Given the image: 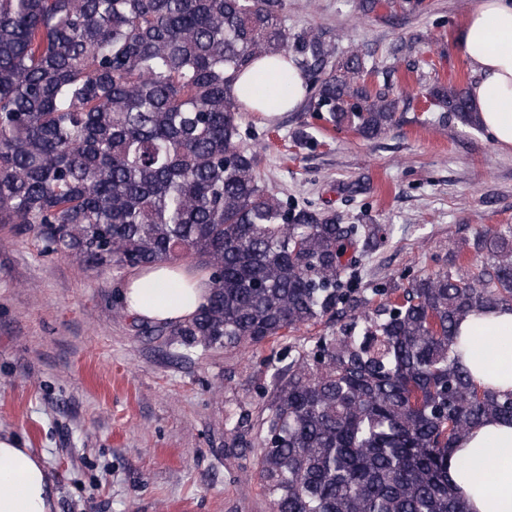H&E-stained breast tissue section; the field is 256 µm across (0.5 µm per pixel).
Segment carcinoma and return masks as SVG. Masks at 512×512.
<instances>
[{
    "mask_svg": "<svg viewBox=\"0 0 512 512\" xmlns=\"http://www.w3.org/2000/svg\"><path fill=\"white\" fill-rule=\"evenodd\" d=\"M285 0H0V224L103 270L190 259L212 291L164 323L188 348L279 343L336 329L271 365L259 474L272 512H467L448 449L512 393L453 355L474 309H512V227L474 238L481 263L414 280L375 307L345 287L378 228L269 194L243 145L235 85L266 59L307 79L308 109L365 140L393 126L361 55L336 34L291 33ZM429 95L477 127L466 91Z\"/></svg>",
    "mask_w": 512,
    "mask_h": 512,
    "instance_id": "cac0c4a2",
    "label": "carcinoma"
}]
</instances>
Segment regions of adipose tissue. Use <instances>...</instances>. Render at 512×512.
<instances>
[{
  "instance_id": "adipose-tissue-1",
  "label": "adipose tissue",
  "mask_w": 512,
  "mask_h": 512,
  "mask_svg": "<svg viewBox=\"0 0 512 512\" xmlns=\"http://www.w3.org/2000/svg\"><path fill=\"white\" fill-rule=\"evenodd\" d=\"M476 80L469 89L480 124L501 148L512 149V0H477L460 34ZM263 114L294 109L305 79L291 70L287 99L277 98L273 72L255 82ZM211 291L208 273L181 264L138 268L121 291L126 312L162 324L190 320ZM454 352L474 382L512 391V310H475L460 320ZM448 481L468 512H512V423L486 421L448 451ZM55 492L43 462L11 437L0 436V512H54Z\"/></svg>"
}]
</instances>
